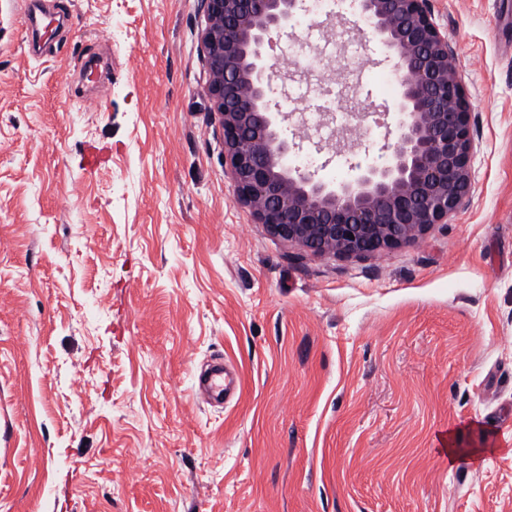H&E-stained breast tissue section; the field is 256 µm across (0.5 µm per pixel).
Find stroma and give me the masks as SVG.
Instances as JSON below:
<instances>
[{"label": "stroma", "instance_id": "35a3bbf8", "mask_svg": "<svg viewBox=\"0 0 512 512\" xmlns=\"http://www.w3.org/2000/svg\"><path fill=\"white\" fill-rule=\"evenodd\" d=\"M432 4L470 195L360 257L236 200L198 0L0 15V512H512V0ZM327 11L271 61L331 180L388 160L398 99L373 80L386 50ZM216 359L240 379L221 405L198 385Z\"/></svg>", "mask_w": 512, "mask_h": 512}]
</instances>
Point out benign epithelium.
Returning a JSON list of instances; mask_svg holds the SVG:
<instances>
[{"instance_id":"benign-epithelium-1","label":"benign epithelium","mask_w":512,"mask_h":512,"mask_svg":"<svg viewBox=\"0 0 512 512\" xmlns=\"http://www.w3.org/2000/svg\"><path fill=\"white\" fill-rule=\"evenodd\" d=\"M301 9L300 0H200L205 93L237 200L274 236L316 255L383 252L448 223L470 192L472 138L432 0H356L355 27H370L397 57V136L387 164L352 163L353 177L336 182L289 163L297 143L277 121L265 46Z\"/></svg>"}]
</instances>
